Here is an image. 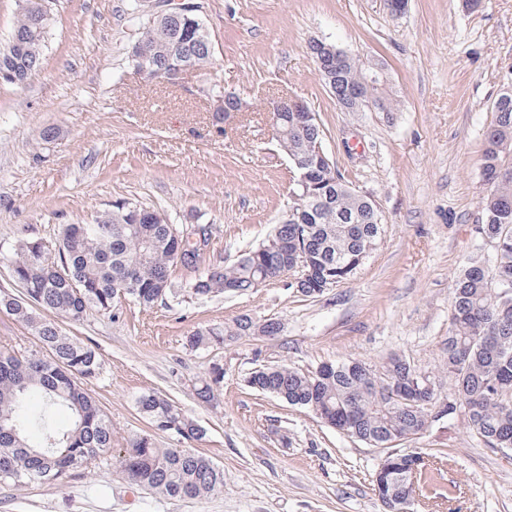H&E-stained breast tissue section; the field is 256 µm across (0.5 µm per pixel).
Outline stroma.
<instances>
[{
  "label": "stroma",
  "instance_id": "1",
  "mask_svg": "<svg viewBox=\"0 0 512 512\" xmlns=\"http://www.w3.org/2000/svg\"><path fill=\"white\" fill-rule=\"evenodd\" d=\"M214 61L199 74L145 81L128 49L149 18L130 0H52L40 70L21 87L0 83V292L22 290L9 259L20 240L56 242L119 199L204 227L195 267H176L179 299L60 318L103 363L88 382L112 421L113 451L67 482L0 486V512H382L373 477L383 455L314 414L246 383L261 367L307 370L355 359L380 367L402 356L436 375L452 329L453 282L471 262L493 267L475 233L489 187L485 135L498 97L512 92V0H196ZM322 40L365 64H384L395 112H345L308 46ZM249 109L210 110L213 87ZM288 93L316 113L338 174L375 200L381 237L354 277L316 298L267 282L242 295L194 296L198 277L265 242L288 212L287 156L267 104ZM53 139L42 137L44 129ZM280 322L279 334L190 348L187 338L236 318ZM211 403L195 388L214 367ZM169 399L204 431L192 448L224 471L200 499L157 497L121 473L118 449L151 432L137 398ZM434 461L415 512H512V452L487 447L456 418L403 440Z\"/></svg>",
  "mask_w": 512,
  "mask_h": 512
}]
</instances>
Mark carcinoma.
<instances>
[{"instance_id":"carcinoma-1","label":"carcinoma","mask_w":512,"mask_h":512,"mask_svg":"<svg viewBox=\"0 0 512 512\" xmlns=\"http://www.w3.org/2000/svg\"><path fill=\"white\" fill-rule=\"evenodd\" d=\"M49 0H23L8 43L0 48V68L13 74L11 84L25 83L40 67L52 27ZM135 70L147 79L167 78L188 62L203 70L213 52L204 20L194 23L174 13L147 21L129 51ZM370 69L353 57L332 62L319 73L327 87L362 96L377 112L397 111L387 88L368 85ZM224 110L243 112L247 103L236 93L218 90ZM277 139L288 154L296 177L289 186L287 222L276 225L270 240L244 252L232 266L215 270L190 286L208 296L224 291L244 294L264 277L287 273L286 262L303 252L309 265L293 290L316 298L350 280L373 251L382 215L372 199L345 182H336L324 159L312 150L324 130L315 113L303 105L278 113ZM483 171L489 193L483 198L482 239L497 244L493 274L473 262L457 277L453 289L452 324L435 387L448 386V399L460 402L462 418L490 448L512 450V94L502 95L496 119L487 133ZM169 223L165 210L142 202L119 200L92 224H68L61 232L58 256L51 257L41 240L21 242L11 261L14 279L25 296L0 294V311L23 323L45 353L0 348V485L61 484L88 469L112 449V421L84 388L98 378L102 360L92 346L64 332L50 318L73 320L89 310L109 313L131 298L148 307L180 291L172 280L177 265L196 263L198 249L187 248L188 235ZM275 336L281 323H261L249 316L235 319L224 333L196 332L192 348L222 338ZM347 360L325 363L306 372L286 365L263 367L248 377V386L313 413L326 425L370 446L420 435L434 417L410 405L404 396L416 370L399 355L380 369ZM224 374L212 371L196 388L199 401L214 399V385ZM137 410L151 428L183 440L203 434L194 420L168 399L144 393ZM69 414L59 424L57 410ZM120 471L139 487L175 499H198L221 490L224 472L191 448H160L152 435L131 440L119 457ZM375 494L398 512L400 501L427 482L432 466L416 452L402 450L381 459Z\"/></svg>"}]
</instances>
